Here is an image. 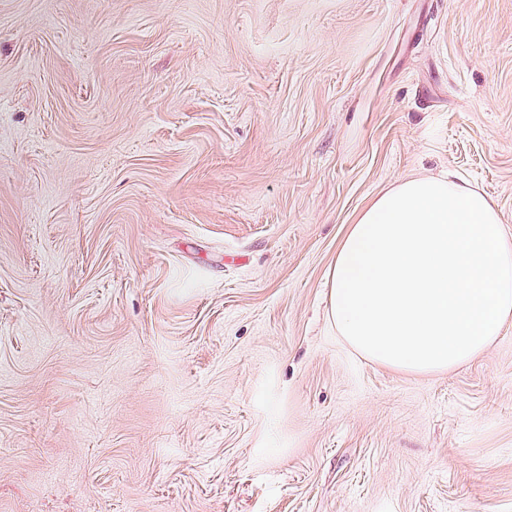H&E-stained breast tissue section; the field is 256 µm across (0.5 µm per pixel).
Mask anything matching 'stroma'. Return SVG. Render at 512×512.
<instances>
[{
    "label": "stroma",
    "mask_w": 512,
    "mask_h": 512,
    "mask_svg": "<svg viewBox=\"0 0 512 512\" xmlns=\"http://www.w3.org/2000/svg\"><path fill=\"white\" fill-rule=\"evenodd\" d=\"M512 232V0H0V512H512V325L337 337L360 211Z\"/></svg>",
    "instance_id": "obj_1"
}]
</instances>
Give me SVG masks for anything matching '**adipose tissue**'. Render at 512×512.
Masks as SVG:
<instances>
[{
    "instance_id": "obj_1",
    "label": "adipose tissue",
    "mask_w": 512,
    "mask_h": 512,
    "mask_svg": "<svg viewBox=\"0 0 512 512\" xmlns=\"http://www.w3.org/2000/svg\"><path fill=\"white\" fill-rule=\"evenodd\" d=\"M329 315L353 350L431 375L453 370L512 323V233L496 206L452 173L408 176L344 236Z\"/></svg>"
}]
</instances>
